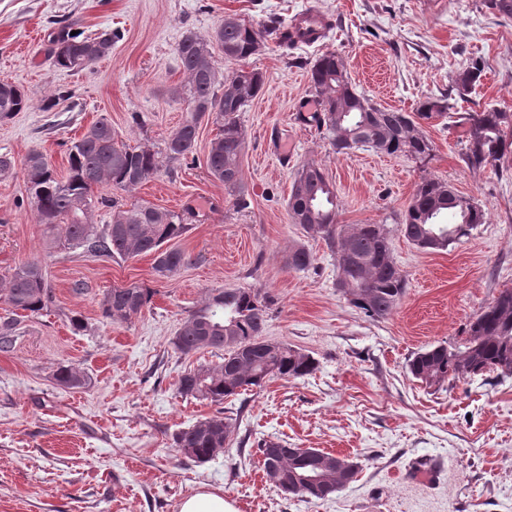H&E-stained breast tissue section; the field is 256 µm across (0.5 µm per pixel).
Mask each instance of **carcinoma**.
Returning a JSON list of instances; mask_svg holds the SVG:
<instances>
[{
    "label": "carcinoma",
    "mask_w": 512,
    "mask_h": 512,
    "mask_svg": "<svg viewBox=\"0 0 512 512\" xmlns=\"http://www.w3.org/2000/svg\"><path fill=\"white\" fill-rule=\"evenodd\" d=\"M74 26L64 20L51 35L50 58L58 69L93 66L111 53L117 38L110 29L93 37L80 32L74 35ZM268 38L280 47L293 43L277 17L256 27L226 16L209 36L190 32L182 38L177 55L188 76L186 95L192 116L165 140L160 152L141 146L131 148L118 141L111 123L104 118L71 142L64 179L58 177L44 154L30 152L23 161L28 196L39 223L57 246L123 260L152 254L158 276L176 274L188 259L183 251L166 244L187 232L189 216L148 202L128 207L116 197L96 195L95 190L106 186L130 192L157 175L163 163H175L192 154L199 124L205 119L219 126L207 155V170L236 196L240 206H247L241 170L246 131L239 112L257 97L264 79L257 71L243 70L220 77L213 48L219 47L228 62L242 61L256 54V44ZM483 74L482 61L475 59L457 74L448 98L427 97L412 115L377 105L369 112L361 108V103L369 104L371 100L352 87L336 53L326 52L310 69L311 88L321 101V110L299 119L315 124L338 154L351 141L357 149L405 154L424 162L433 146L421 122L446 116L454 102L466 99ZM27 102L23 88L0 83L1 118L23 111ZM455 126L466 128L462 152L466 167H495L509 146L505 129L512 127V112L490 106L462 114ZM99 206L111 209L110 223L98 226L92 222ZM336 208V192L324 169L313 162L301 165L288 199L291 223L323 235L336 257V281L341 291L366 316L383 318L396 309L407 288L391 254L389 231L384 224L339 228L335 224ZM483 223L485 212L474 200L460 195L449 183L423 177L415 186L399 230L417 247L439 252L448 250ZM312 262L304 247L288 250V269L303 271ZM151 297V289L135 283L114 287L102 300V315L114 322L126 321L141 312ZM0 298L13 314L35 313L47 307L52 302V290L39 261L28 260L12 268L0 289ZM268 320V305L259 292L250 288H226L209 295L183 322L174 345L183 355L211 348L224 351V358L217 364L184 371L177 380V392L187 399L221 405L229 397L261 389L275 378L312 374L317 361L311 354L262 336ZM14 326L13 318L0 322L1 351L11 348ZM225 335L230 340H224ZM203 336L209 340H201ZM408 369L429 387L488 373L512 376V290L502 291L476 314L460 343L439 344L418 352ZM54 379L66 389L86 385L85 375L71 365L60 366ZM235 429L232 418L214 415L174 433L173 447L180 456L203 464L214 458L212 449L227 441ZM260 452L265 476L277 473L282 484L289 485L291 495L308 501L323 500L343 487V458L320 449L289 453L280 440L264 442Z\"/></svg>",
    "instance_id": "cac0c4a2"
}]
</instances>
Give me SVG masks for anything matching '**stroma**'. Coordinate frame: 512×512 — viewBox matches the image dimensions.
Returning <instances> with one entry per match:
<instances>
[{
  "label": "stroma",
  "mask_w": 512,
  "mask_h": 512,
  "mask_svg": "<svg viewBox=\"0 0 512 512\" xmlns=\"http://www.w3.org/2000/svg\"><path fill=\"white\" fill-rule=\"evenodd\" d=\"M305 0H0V81L24 88L27 108L0 119V156L16 166L0 178V277L39 261L53 289L47 310L20 313L10 351L0 352V512H179L206 485L237 512H512V377L488 374L427 388L407 365L421 350L456 342L473 317L512 289V152L497 167L461 160L463 128L425 124L431 159L364 148L335 153L302 109L318 110L309 68L335 52L352 86L375 104L404 112L442 98L471 59L485 65L460 111L512 112V18L484 0H316L329 26L311 45L265 41L241 63L214 57L220 74L261 72L265 84L241 114V168L247 207L209 176L206 156L218 134L198 128L192 155L161 171L123 203L145 200L191 210L189 230L173 240L190 262L158 278L154 258L123 261L54 247L27 194L21 163L43 153L66 176L74 138L105 118L133 146L162 150L189 120L187 76L177 47L189 32H211L232 15L248 24L282 21ZM91 35L120 33L93 68L67 71L48 60L55 22ZM65 97L53 108V93ZM321 165L336 187L340 225L383 224L407 290L386 318L349 305L321 234L291 223L288 198L305 162ZM453 185L485 210L487 221L443 252L423 251L399 225L421 177ZM304 246L307 270L285 265ZM151 288V302L125 322L103 317L115 286ZM251 288L267 299L265 336L308 352L313 374L277 379L217 407L182 398L179 374L220 362L206 349L184 357L173 340L209 294ZM80 317L83 331L70 321ZM77 367L81 389L56 384L54 371ZM236 418L224 451L197 464L182 458L173 434L217 411ZM318 448L358 462V478L324 500L305 501L266 482L264 441Z\"/></svg>",
  "instance_id": "obj_1"
}]
</instances>
